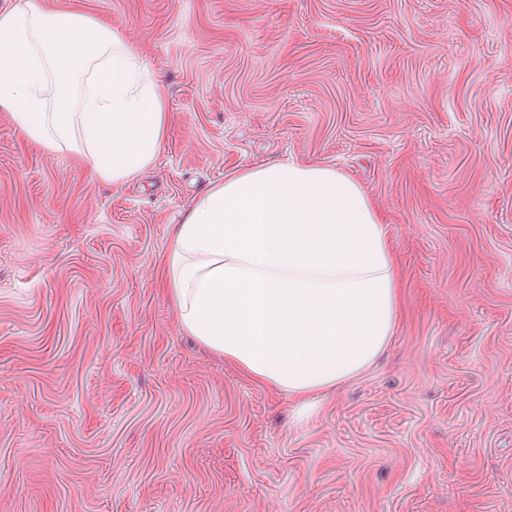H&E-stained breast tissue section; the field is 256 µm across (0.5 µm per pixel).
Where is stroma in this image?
Segmentation results:
<instances>
[{"mask_svg": "<svg viewBox=\"0 0 512 512\" xmlns=\"http://www.w3.org/2000/svg\"><path fill=\"white\" fill-rule=\"evenodd\" d=\"M168 88L99 180L0 110V512H512V0H83ZM355 180L400 273L379 360L298 413L156 275L235 171Z\"/></svg>", "mask_w": 512, "mask_h": 512, "instance_id": "1", "label": "stroma"}]
</instances>
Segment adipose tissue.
Segmentation results:
<instances>
[{
  "label": "adipose tissue",
  "mask_w": 512,
  "mask_h": 512,
  "mask_svg": "<svg viewBox=\"0 0 512 512\" xmlns=\"http://www.w3.org/2000/svg\"><path fill=\"white\" fill-rule=\"evenodd\" d=\"M0 109L17 132L70 152L107 183L150 166L167 95L138 47L71 4L0 12ZM181 328L245 376L306 409L388 345L399 281L388 226L328 166L234 172L173 225L162 260Z\"/></svg>",
  "instance_id": "ef3b65f1"
}]
</instances>
